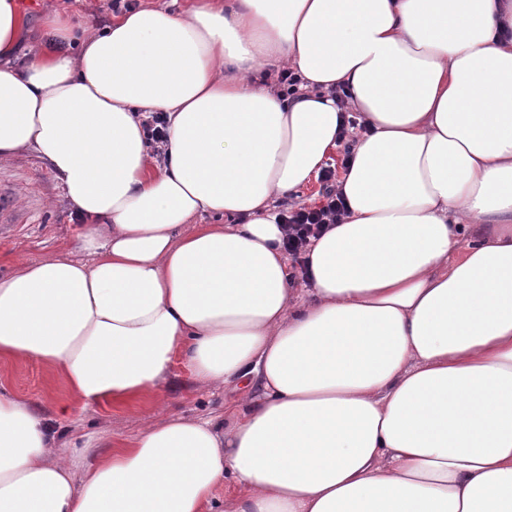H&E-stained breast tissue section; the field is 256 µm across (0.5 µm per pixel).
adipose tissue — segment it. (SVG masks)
<instances>
[{
	"instance_id": "1",
	"label": "adipose tissue",
	"mask_w": 512,
	"mask_h": 512,
	"mask_svg": "<svg viewBox=\"0 0 512 512\" xmlns=\"http://www.w3.org/2000/svg\"><path fill=\"white\" fill-rule=\"evenodd\" d=\"M44 24L15 66L24 19L0 0V156L50 164L93 259L0 274V357L38 358L88 406L161 404L176 364L248 393L220 420L148 424L79 479L76 448L0 394V512H215L220 484L224 512H512V0ZM274 60L296 93L261 79ZM350 110L346 211L301 281L275 199ZM142 112L168 115L156 166Z\"/></svg>"
}]
</instances>
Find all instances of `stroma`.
I'll use <instances>...</instances> for the list:
<instances>
[{
  "instance_id": "obj_1",
  "label": "stroma",
  "mask_w": 512,
  "mask_h": 512,
  "mask_svg": "<svg viewBox=\"0 0 512 512\" xmlns=\"http://www.w3.org/2000/svg\"><path fill=\"white\" fill-rule=\"evenodd\" d=\"M18 2L26 22L27 40L31 43L43 36V19L54 11L78 15L96 30L111 25L114 19L108 0ZM0 186L10 191L16 202L15 223L0 236L1 274L9 272L19 259L35 261L60 252H77L79 219L59 180L39 155L22 151L0 157ZM3 390L50 418L63 443L94 438L121 448L158 417L154 404L148 401L112 407L83 406L56 373L34 357L0 358V391ZM237 397V391L232 389H199L178 365L174 366L164 388L168 413L185 417L221 415L225 406ZM61 406L66 407V414H58Z\"/></svg>"
}]
</instances>
